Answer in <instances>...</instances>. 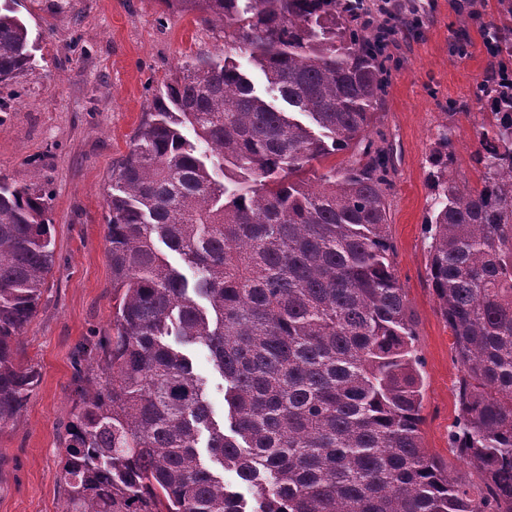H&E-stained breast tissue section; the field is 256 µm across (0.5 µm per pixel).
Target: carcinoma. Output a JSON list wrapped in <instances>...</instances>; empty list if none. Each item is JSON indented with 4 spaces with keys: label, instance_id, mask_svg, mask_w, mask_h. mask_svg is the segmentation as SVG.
<instances>
[{
    "label": "carcinoma",
    "instance_id": "cac0c4a2",
    "mask_svg": "<svg viewBox=\"0 0 512 512\" xmlns=\"http://www.w3.org/2000/svg\"><path fill=\"white\" fill-rule=\"evenodd\" d=\"M16 2L0 0L1 82L31 61ZM161 2L222 23L224 46L247 53L288 108L255 94L228 55L186 61L112 168V335L78 350L90 375L62 441L63 512H512V70L492 66L478 86L479 185L454 168L448 124L429 156L428 277L462 369L449 440L479 473L460 484L421 445V361L388 237L392 156L370 137L376 30L350 0ZM499 6L484 40L509 60L512 0ZM415 8L379 11L394 29ZM51 202L0 177V428L40 382L13 341L55 266ZM167 336L208 348L227 425Z\"/></svg>",
    "mask_w": 512,
    "mask_h": 512
}]
</instances>
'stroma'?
<instances>
[{"instance_id": "stroma-1", "label": "stroma", "mask_w": 512, "mask_h": 512, "mask_svg": "<svg viewBox=\"0 0 512 512\" xmlns=\"http://www.w3.org/2000/svg\"><path fill=\"white\" fill-rule=\"evenodd\" d=\"M421 30L399 33L378 129L393 151L386 192L392 261L422 360L421 441L459 482L477 474L448 434L460 416L461 375L453 336L428 281L431 203L428 157L447 125L458 171L478 183L472 156L484 120L477 87L491 58L483 32L498 0H415ZM29 31V68L0 84V173L52 197L56 264L37 313L15 341L16 357L41 374L17 420L0 429V512H62L59 437L77 399L75 352L112 331V271L106 195L113 165L127 154L145 112L184 60L224 53V29L161 0H19ZM466 34V53L455 52ZM185 354L216 419L224 379L205 346Z\"/></svg>"}]
</instances>
